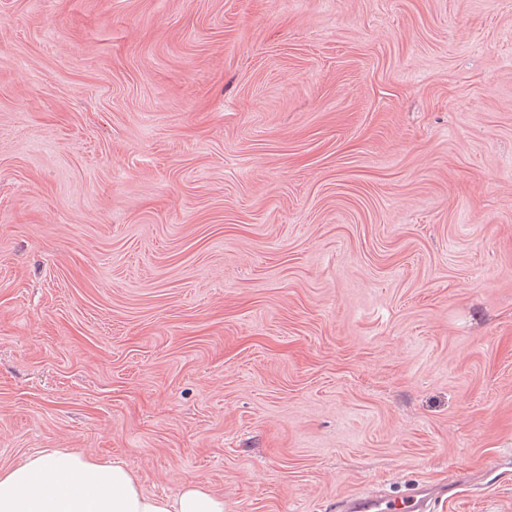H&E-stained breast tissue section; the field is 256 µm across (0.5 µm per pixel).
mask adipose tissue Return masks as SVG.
Masks as SVG:
<instances>
[{
  "mask_svg": "<svg viewBox=\"0 0 512 512\" xmlns=\"http://www.w3.org/2000/svg\"><path fill=\"white\" fill-rule=\"evenodd\" d=\"M0 512H224V499L199 482L148 495L121 463L52 448L0 471Z\"/></svg>",
  "mask_w": 512,
  "mask_h": 512,
  "instance_id": "adipose-tissue-1",
  "label": "adipose tissue"
}]
</instances>
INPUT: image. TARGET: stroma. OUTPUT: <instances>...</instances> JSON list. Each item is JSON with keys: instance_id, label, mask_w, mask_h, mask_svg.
Here are the masks:
<instances>
[{"instance_id": "35a3bbf8", "label": "stroma", "mask_w": 512, "mask_h": 512, "mask_svg": "<svg viewBox=\"0 0 512 512\" xmlns=\"http://www.w3.org/2000/svg\"><path fill=\"white\" fill-rule=\"evenodd\" d=\"M512 512V0H0V469Z\"/></svg>"}]
</instances>
